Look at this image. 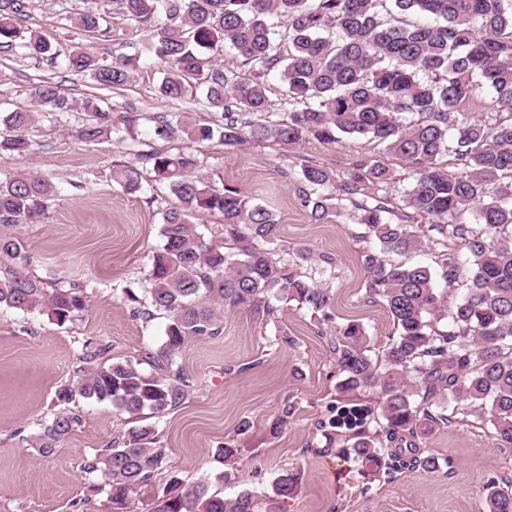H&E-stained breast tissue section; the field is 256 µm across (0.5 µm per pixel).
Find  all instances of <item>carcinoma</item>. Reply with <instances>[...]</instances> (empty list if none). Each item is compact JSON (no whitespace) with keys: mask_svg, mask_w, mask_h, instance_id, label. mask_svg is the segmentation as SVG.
<instances>
[{"mask_svg":"<svg viewBox=\"0 0 512 512\" xmlns=\"http://www.w3.org/2000/svg\"><path fill=\"white\" fill-rule=\"evenodd\" d=\"M122 12L151 32L155 56L164 64L161 97L182 98L190 79L205 87V103L221 122L200 124L180 112L153 117V136L163 149L139 141L137 158L165 182L179 205L167 209L152 255L145 289L148 301L126 290L133 317L166 313V339L154 350L123 360L94 339L81 344L64 405L32 437L42 456L56 452L79 425L67 408L73 397L108 402L127 416L126 429L85 464L107 495L111 512H130L135 489L166 464L157 420L177 408L193 386L179 362L194 336H219L227 309L295 302L325 318L334 308L332 289L298 271L304 249L278 253L261 247L277 238V214L230 187L219 188L197 173L190 144L216 140L225 147L246 137L291 147L307 137L336 144L345 135L370 136L406 164L401 205L391 202L396 178L381 161L356 159L335 172L308 160L299 163L300 206L318 223L346 217L374 239L378 249L362 255L367 293L381 299L396 335L372 355L365 329L354 322L338 328L339 393L379 390L373 406H341L329 427L333 440L365 475L390 481L410 465L440 467L424 454L423 436L449 422L448 406L463 414L479 408L500 445L512 447V0H117ZM28 0H0V54L54 62L51 45L23 28ZM74 29L93 32L100 17L75 18ZM230 55L256 69L241 79L219 62ZM67 68L105 88L129 83L139 58L125 53L100 57L76 50ZM279 74L286 99L307 105L287 121L270 112L262 75ZM490 93L499 108L467 118L461 106ZM29 104L0 113V157L32 151L29 130L43 112H68L58 84L44 81L28 93ZM77 130L86 142L122 137L134 123L86 98ZM417 114L419 119L406 120ZM182 145L175 146L173 142ZM454 156L458 169L440 165ZM133 165L112 169V181L128 193L143 190ZM55 187L42 174L23 170L0 178V223L27 224L48 210ZM218 212L221 232L206 237L191 219ZM429 220L428 242L441 249L433 269L395 263L392 253L422 246L418 222ZM461 243L464 258L448 252ZM14 238L0 237V256L26 260ZM465 277L464 296L450 308L436 288ZM0 305L46 317L58 326L88 307L87 286L65 282L49 270L34 276L7 270L0 276ZM448 311L447 328L438 327ZM300 474L285 470L271 493L259 498L250 487L231 497L200 481L180 488L173 477L153 512H281ZM488 512H512V483L488 486Z\"/></svg>","mask_w":512,"mask_h":512,"instance_id":"cac0c4a2","label":"carcinoma"}]
</instances>
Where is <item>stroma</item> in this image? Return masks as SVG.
Returning <instances> with one entry per match:
<instances>
[{
	"mask_svg": "<svg viewBox=\"0 0 512 512\" xmlns=\"http://www.w3.org/2000/svg\"><path fill=\"white\" fill-rule=\"evenodd\" d=\"M86 12L100 14L99 31L73 29V19ZM25 24L48 39L60 60L1 54L0 111L25 105L30 87L49 80L68 99L96 97L115 111L135 110L141 141L150 140L151 118L158 112L214 121L203 88L188 87L174 103L158 94L163 66L150 51L146 32L115 0H29ZM79 47L97 54L136 52L141 67L127 85L105 89L66 70L63 57ZM82 118L77 110L42 115L31 133L32 153L20 162L0 159V175L31 168L56 189L44 217L0 224V236L23 242L28 272L52 269L63 280L87 284L89 295L83 316L62 327L0 307V512H110L83 471L124 428L110 404L75 398L71 408L80 424L51 456L39 455L29 440L56 413L55 394L72 380L84 339L108 344L115 360L158 348L164 340L165 313L155 312L148 321L133 318L125 291L145 288L162 215L176 199L148 173L136 194L113 183L114 165H134L138 159L116 141L78 139L75 129ZM192 152L200 175L237 188L278 215L276 248H307L306 267L315 275L324 268L323 256L334 258L330 284L337 320L324 321L294 302L274 315L258 306L225 311L222 335L190 338L180 361L194 389L158 423L168 469L137 489L134 512H151L173 474L187 484L210 479L212 491L223 496L237 492L236 484L215 478L224 469L218 450L228 440L240 450L239 478L258 494L270 492L281 470L302 471L301 487L285 500L282 512H487L489 483L512 480V448L498 447L491 425L478 415L455 417L426 438L423 448L439 459V470L410 468L389 483L362 476L321 428L337 407L377 399L373 389L338 394L337 322L360 321L375 351L394 328L384 304L366 292L361 257L375 249V242L343 219L316 223L299 205L296 163L310 160L341 170L357 157L371 156L399 176L404 163L366 136L333 145L306 139L290 150L253 139L228 150L212 141L193 144ZM244 419L250 428L241 435L237 428Z\"/></svg>",
	"mask_w": 512,
	"mask_h": 512,
	"instance_id": "obj_1",
	"label": "stroma"
}]
</instances>
